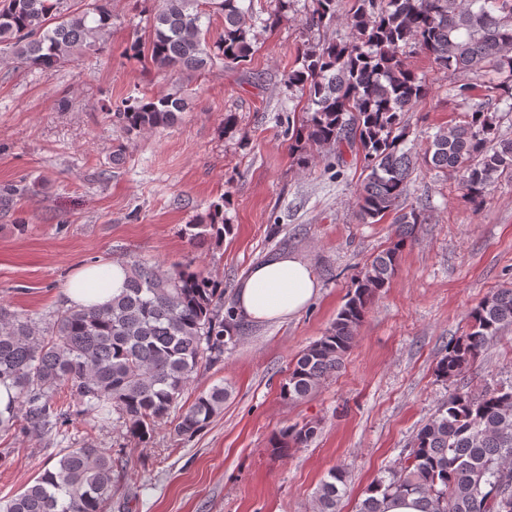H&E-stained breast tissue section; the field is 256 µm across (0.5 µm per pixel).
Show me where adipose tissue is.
<instances>
[{
	"mask_svg": "<svg viewBox=\"0 0 512 512\" xmlns=\"http://www.w3.org/2000/svg\"><path fill=\"white\" fill-rule=\"evenodd\" d=\"M127 272L118 261L76 270L65 286L72 306H102L120 295ZM318 291L309 263L291 253H280L251 267L236 289V308L254 321H275L297 315Z\"/></svg>",
	"mask_w": 512,
	"mask_h": 512,
	"instance_id": "ef3b65f1",
	"label": "adipose tissue"
}]
</instances>
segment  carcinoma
<instances>
[{
  "instance_id": "1",
  "label": "carcinoma",
  "mask_w": 512,
  "mask_h": 512,
  "mask_svg": "<svg viewBox=\"0 0 512 512\" xmlns=\"http://www.w3.org/2000/svg\"><path fill=\"white\" fill-rule=\"evenodd\" d=\"M111 0H0V53L45 73L105 48L112 28ZM148 45L133 41L127 52L162 72H197L213 60L227 67L247 61L253 46L252 16L241 0H159ZM338 0H311L303 28H325ZM224 30L208 40L211 13ZM346 39L307 44L300 67L288 73V91L307 98L299 122L285 135L298 161L313 160L311 148L330 150L343 161L354 151L366 171L357 194L364 224L399 208L415 165L459 174L467 194L483 200L492 185L512 177V139L498 133L496 112L512 110V0H349ZM416 45L437 68L474 71L487 77V102L472 106L471 86L452 87L465 107L464 120L436 133L424 153L406 147L404 116L427 97L425 78L401 57ZM189 109L176 89L166 94L129 96L114 116L131 133L166 129ZM229 198L213 205L185 234L193 243L219 241L230 231L224 221ZM426 210L400 208L395 241L366 264L324 336L303 349L288 369L281 396L297 402L340 368L375 292L395 274L405 245L426 223ZM41 330L30 317L0 304V384L15 390L0 411V433L63 432L79 413L100 423L117 414L128 437L150 442L188 390L202 362L224 361L239 327L236 310L225 305L224 283L192 264L161 271L147 263L130 265L126 288L104 307L58 308ZM512 327V288H500L470 312L462 336L448 342L436 364L448 380L473 362L487 344ZM228 390L216 385L196 394L176 417L173 432L196 436L224 408ZM311 422L280 430L278 453L308 445ZM112 449L69 448L55 469L44 471L23 492L0 504V512H106L112 500ZM346 470H330L316 492L317 512H340ZM358 512H383L389 496L415 495L424 512H512V384L480 392L455 390L423 424L401 467L373 481Z\"/></svg>"
}]
</instances>
